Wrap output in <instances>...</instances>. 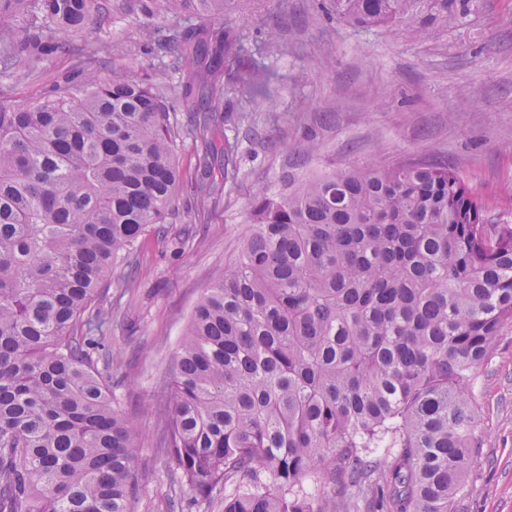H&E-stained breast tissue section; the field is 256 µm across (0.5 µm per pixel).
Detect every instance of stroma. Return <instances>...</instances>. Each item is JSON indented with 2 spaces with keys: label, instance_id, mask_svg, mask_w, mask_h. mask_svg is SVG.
I'll list each match as a JSON object with an SVG mask.
<instances>
[{
  "label": "stroma",
  "instance_id": "35a3bbf8",
  "mask_svg": "<svg viewBox=\"0 0 512 512\" xmlns=\"http://www.w3.org/2000/svg\"><path fill=\"white\" fill-rule=\"evenodd\" d=\"M83 67L108 79L116 68H141L176 88L179 80L147 33L188 26L183 15L151 19L127 12L124 0H101ZM322 0H235L225 22L242 32L258 58L280 75L274 107L257 106L240 121V95L226 83L224 132L239 142L238 177L226 183L208 223L194 221L186 200L162 230L148 228L132 265L115 269L101 303L110 308L112 349L119 364L94 356L117 407L140 428L135 468L139 495L133 512H224V495L194 501L173 483V460L158 441L171 410L168 364L192 310L224 274L245 233L249 202L261 185L277 187L293 162L311 175L351 164L387 166L418 157L443 160L486 204L488 223L512 218V0H482L465 25H449L433 40L406 30L364 31L328 22ZM278 29V43L267 33ZM72 67L68 57L45 61L19 80L0 73V103L48 101ZM319 145L298 155L304 131ZM134 279L135 287L124 284ZM481 404L482 445L454 503L455 512H512V330L499 336L474 379Z\"/></svg>",
  "mask_w": 512,
  "mask_h": 512
}]
</instances>
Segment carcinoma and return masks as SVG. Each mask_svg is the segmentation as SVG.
Returning a JSON list of instances; mask_svg holds the SVG:
<instances>
[{"mask_svg": "<svg viewBox=\"0 0 512 512\" xmlns=\"http://www.w3.org/2000/svg\"><path fill=\"white\" fill-rule=\"evenodd\" d=\"M230 0H142L195 23L157 37L192 113L138 70L77 67L55 99L0 103V512H131L139 429L92 362L111 352L92 304L119 256L178 201L177 142L224 157V75L252 106L276 74L224 24ZM476 0H328L326 14L419 40ZM99 0H0V69L71 51ZM194 219L220 191L191 183ZM448 164L408 159L259 187L249 231L193 309L170 365L160 447L224 512H337L336 484L384 512H452L475 463V370L512 329V224ZM378 448L389 461L372 460Z\"/></svg>", "mask_w": 512, "mask_h": 512, "instance_id": "obj_1", "label": "carcinoma"}]
</instances>
